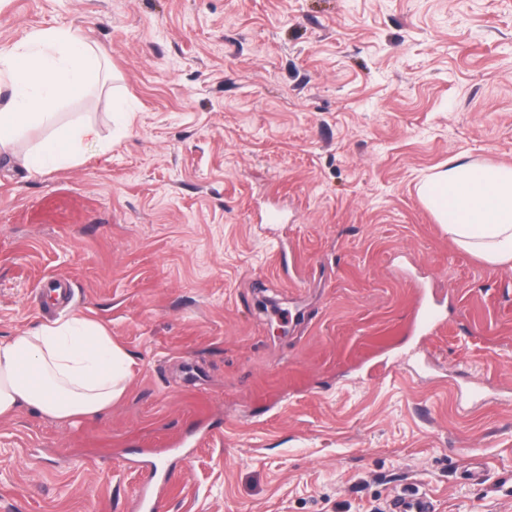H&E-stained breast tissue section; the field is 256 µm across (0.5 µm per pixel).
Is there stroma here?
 Returning a JSON list of instances; mask_svg holds the SVG:
<instances>
[{
	"mask_svg": "<svg viewBox=\"0 0 512 512\" xmlns=\"http://www.w3.org/2000/svg\"><path fill=\"white\" fill-rule=\"evenodd\" d=\"M52 27L129 111L61 108L111 144L75 167L0 157V336L81 312L133 375L0 420V512H132L143 448L166 512H512V268L418 194L512 166V0H0V46ZM442 325V319L438 310V303L434 297L429 298L423 294L415 309L413 331L422 336L432 335ZM390 512H434V506L425 494H412L396 500Z\"/></svg>",
	"mask_w": 512,
	"mask_h": 512,
	"instance_id": "obj_1",
	"label": "stroma"
}]
</instances>
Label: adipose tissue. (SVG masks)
I'll return each instance as SVG.
<instances>
[{
    "instance_id": "obj_1",
    "label": "adipose tissue",
    "mask_w": 512,
    "mask_h": 512,
    "mask_svg": "<svg viewBox=\"0 0 512 512\" xmlns=\"http://www.w3.org/2000/svg\"><path fill=\"white\" fill-rule=\"evenodd\" d=\"M103 84V63L78 30H37L25 45L0 46V148L40 128L18 161L35 172L78 165L86 147L102 145L100 132L89 121L56 122V111ZM419 194L459 249L512 265V166L452 160ZM131 363L109 329L81 313L0 338V420L24 409L60 422L106 412L125 395Z\"/></svg>"
}]
</instances>
